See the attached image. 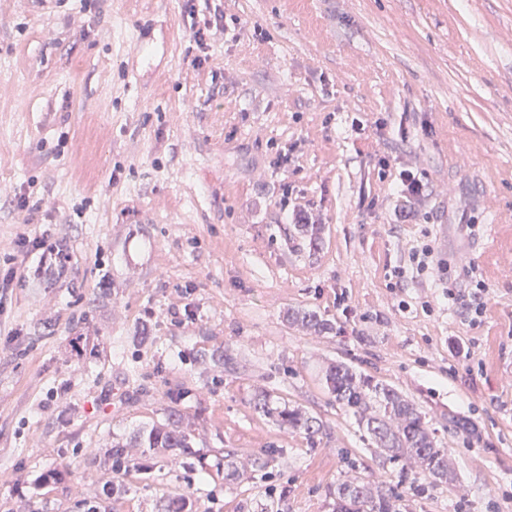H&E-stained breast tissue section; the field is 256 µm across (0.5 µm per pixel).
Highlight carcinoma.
Here are the masks:
<instances>
[{
  "label": "carcinoma",
  "instance_id": "carcinoma-1",
  "mask_svg": "<svg viewBox=\"0 0 512 512\" xmlns=\"http://www.w3.org/2000/svg\"><path fill=\"white\" fill-rule=\"evenodd\" d=\"M294 321L315 331H325L328 324L309 311L292 313ZM328 390L336 401L358 416L359 424L385 454L401 465V473L413 474L412 482L430 478L434 484H450L454 472L448 460V450L438 445L435 431L424 421L421 413L396 390L339 363L325 372ZM256 409L263 415L291 428L312 435L317 432L313 418L299 408H272L268 402ZM448 428L465 436L476 434L470 420L448 414ZM136 442L140 448H186L187 434L180 419L170 415L168 422L140 432ZM400 496L389 489H376L358 477L347 479L336 486V512H399L396 502Z\"/></svg>",
  "mask_w": 512,
  "mask_h": 512
}]
</instances>
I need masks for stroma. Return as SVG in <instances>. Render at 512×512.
<instances>
[{
	"instance_id": "1",
	"label": "stroma",
	"mask_w": 512,
	"mask_h": 512,
	"mask_svg": "<svg viewBox=\"0 0 512 512\" xmlns=\"http://www.w3.org/2000/svg\"><path fill=\"white\" fill-rule=\"evenodd\" d=\"M24 232L70 260L0 297V512H86L111 478L112 512H332L350 477L512 512V0H0V253ZM336 362L415 402L453 484L401 478ZM173 412L170 466L133 441ZM256 409L264 416L274 417L280 424L288 425V427L304 430L307 435H312L318 431L315 429L314 420L312 417L306 415L301 409L297 408H272L269 403L264 400L263 403H258Z\"/></svg>"
}]
</instances>
